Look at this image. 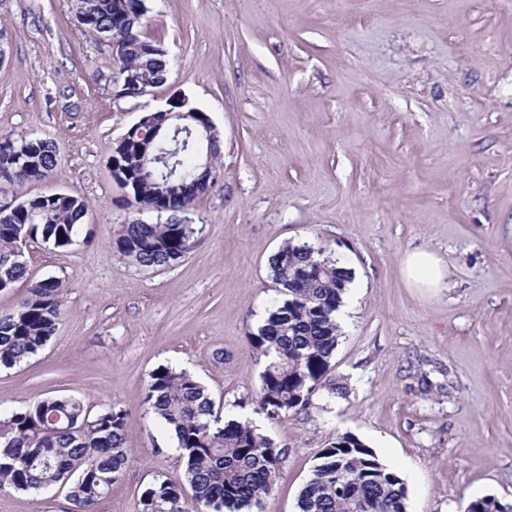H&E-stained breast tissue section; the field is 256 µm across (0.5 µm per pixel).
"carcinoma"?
Listing matches in <instances>:
<instances>
[{
	"label": "carcinoma",
	"instance_id": "1",
	"mask_svg": "<svg viewBox=\"0 0 512 512\" xmlns=\"http://www.w3.org/2000/svg\"><path fill=\"white\" fill-rule=\"evenodd\" d=\"M85 33L115 47L114 82L123 98L137 99L161 86L167 61L163 48L144 36L145 0H75ZM154 134L135 133L117 144L112 177L125 183L141 211L184 212L200 193L194 145L176 157L179 175L163 177L154 158L172 148L169 112L142 113ZM56 147L41 138L0 142V173L6 182L49 179ZM88 204L64 192L0 215V292L28 276L19 252L26 232L55 247L87 241ZM196 230L180 221L117 225L112 249L144 268H166L194 246ZM281 299L250 338L263 358L260 406L276 419L307 411L322 386L341 337L336 312L352 281L351 269L307 242H287L268 259ZM64 288L54 278L31 283L15 309L0 316V368H12L42 349L53 336ZM149 409L172 432L184 462L182 486L160 480L141 494L138 512H264L280 478L286 451L248 421L224 420L207 389L193 375L160 366L146 386ZM129 455L126 412L110 407L90 416L83 401L50 396L0 417V486L49 492L69 486L77 512H94L122 475ZM299 512H407L401 477L360 439L341 434L327 443L302 486Z\"/></svg>",
	"mask_w": 512,
	"mask_h": 512
}]
</instances>
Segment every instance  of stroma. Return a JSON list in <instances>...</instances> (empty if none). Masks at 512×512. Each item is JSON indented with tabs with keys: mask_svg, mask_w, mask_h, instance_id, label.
Here are the masks:
<instances>
[{
	"mask_svg": "<svg viewBox=\"0 0 512 512\" xmlns=\"http://www.w3.org/2000/svg\"><path fill=\"white\" fill-rule=\"evenodd\" d=\"M167 52L163 86L118 97L109 41L83 34L71 0H0V134L53 141L51 180L0 181V202L86 199L87 242H28L10 312L56 278L50 341L0 368V408L47 396L127 412L126 471L96 512H136L154 481L184 479L145 389L161 366L208 388L223 418L258 426L288 455L265 512H298L325 445L361 439L402 478L408 512L512 504V0H147ZM207 112L223 141L186 216L195 246L164 269L112 248L138 218L111 174L142 110ZM306 241L354 279L328 372L345 398L269 419L249 343L278 299L268 258ZM433 250L444 287H412L402 260ZM66 487H0V512H72Z\"/></svg>",
	"mask_w": 512,
	"mask_h": 512,
	"instance_id": "1",
	"label": "stroma"
}]
</instances>
